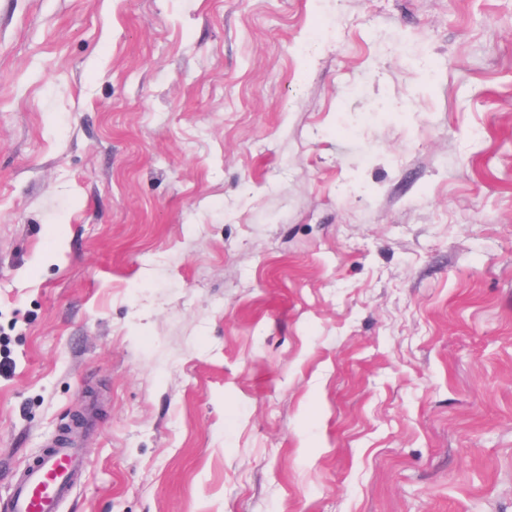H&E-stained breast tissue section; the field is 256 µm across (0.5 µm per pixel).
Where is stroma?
<instances>
[{"label": "stroma", "mask_w": 512, "mask_h": 512, "mask_svg": "<svg viewBox=\"0 0 512 512\" xmlns=\"http://www.w3.org/2000/svg\"><path fill=\"white\" fill-rule=\"evenodd\" d=\"M512 512V0H0V502ZM83 468L81 448L66 438L59 439L32 461L14 482L7 499V512H60Z\"/></svg>", "instance_id": "obj_1"}]
</instances>
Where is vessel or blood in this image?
<instances>
[{"label": "vessel or blood", "mask_w": 512, "mask_h": 512, "mask_svg": "<svg viewBox=\"0 0 512 512\" xmlns=\"http://www.w3.org/2000/svg\"><path fill=\"white\" fill-rule=\"evenodd\" d=\"M83 468L81 449L67 439H59L14 482L6 504L7 512H60Z\"/></svg>", "instance_id": "b4317fda"}]
</instances>
